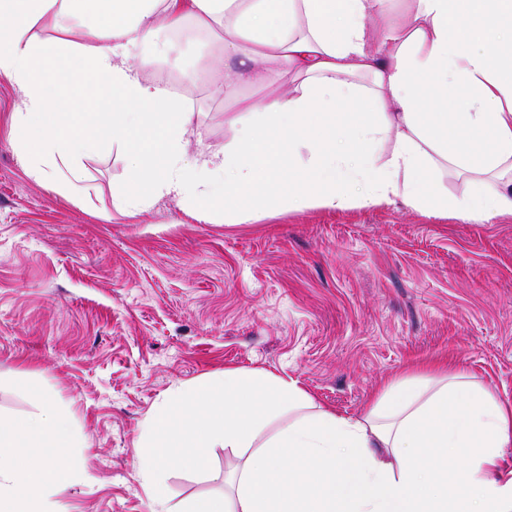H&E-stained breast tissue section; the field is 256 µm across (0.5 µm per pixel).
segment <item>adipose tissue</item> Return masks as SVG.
I'll return each instance as SVG.
<instances>
[{"label": "adipose tissue", "mask_w": 512, "mask_h": 512, "mask_svg": "<svg viewBox=\"0 0 512 512\" xmlns=\"http://www.w3.org/2000/svg\"><path fill=\"white\" fill-rule=\"evenodd\" d=\"M189 20L222 33L223 67L186 78L221 80L233 133L191 158L190 111L149 76L158 25ZM0 79L21 98L16 141L41 133L35 181L74 190L99 135L126 146L138 192L113 190L112 204L129 217L163 197L199 221L223 200L228 224L273 199L512 217V0H0ZM446 167L465 176L462 195L445 190ZM77 445L48 406L0 420V512H57ZM218 445L243 457L232 491L187 512H512V402L445 359L411 365L354 416L264 369L184 385L137 442L152 512H169L160 471L203 470Z\"/></svg>", "instance_id": "obj_1"}]
</instances>
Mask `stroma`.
<instances>
[{"label": "stroma", "mask_w": 512, "mask_h": 512, "mask_svg": "<svg viewBox=\"0 0 512 512\" xmlns=\"http://www.w3.org/2000/svg\"><path fill=\"white\" fill-rule=\"evenodd\" d=\"M209 35L155 38L154 77L192 113L189 150L221 145L220 85L183 75ZM20 104L0 80V417L51 402L83 445L62 512H151L135 446L185 383L227 367L299 380L355 415L411 362L445 358L512 401V218L467 224L401 203L329 212L274 207L244 224L204 223L163 197L130 219L123 147L101 139L82 190L63 197L25 172L11 134ZM240 463L166 472L174 512L223 493Z\"/></svg>", "instance_id": "stroma-1"}]
</instances>
